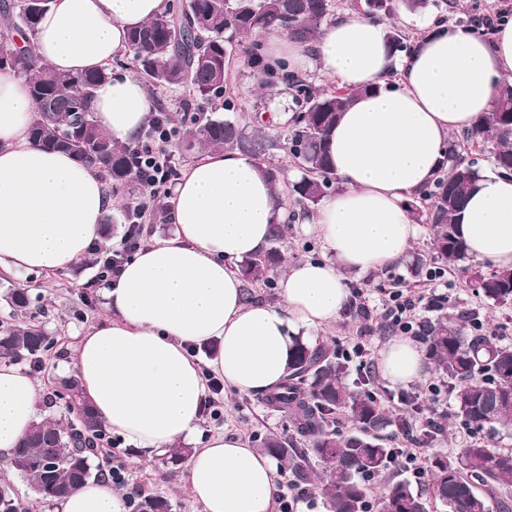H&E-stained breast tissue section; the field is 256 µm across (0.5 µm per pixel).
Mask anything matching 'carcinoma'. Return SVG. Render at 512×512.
Masks as SVG:
<instances>
[{"label": "carcinoma", "mask_w": 512, "mask_h": 512, "mask_svg": "<svg viewBox=\"0 0 512 512\" xmlns=\"http://www.w3.org/2000/svg\"><path fill=\"white\" fill-rule=\"evenodd\" d=\"M50 2L19 0L16 12L3 5L0 72L10 71L28 81L36 104L32 141L91 165L111 191L118 192L128 187L140 160L132 145L119 143L98 128L90 107L94 89L112 77L113 67L62 73L36 58L33 43L38 22ZM428 5L429 0H184L178 10L169 0L163 15L128 32L127 50L116 65L129 64L152 90L190 88L192 99L183 102L180 125H174L161 108L152 116L148 132L158 127L167 130L179 141L181 156L196 149H223L258 160L279 191L280 204L294 218L296 208H313L334 186L325 134L354 93L271 68L260 37L283 33L310 45L341 8L387 20L400 7L418 12ZM456 22L482 31L489 39L498 19L475 14ZM388 39L395 51H411L410 39L402 31H389ZM239 50L261 86L275 88L292 101V111L268 120L274 130L271 135L238 117L218 115L222 110L238 111L225 75L230 55ZM489 143L492 167L511 172L509 82L502 85L496 105L474 128L451 138L438 177L418 202L409 204L414 220L431 226L434 260L453 265L471 260L452 219L476 187L477 157ZM274 149L288 150L297 161L298 179H281L279 168L265 160ZM145 209L157 214L165 205L155 196L130 202L122 213L124 238L139 234L129 218ZM289 228L288 222L270 225L268 245L238 264L246 299H251L253 289L269 285L283 267ZM470 288L484 300L512 304V270L476 274ZM3 297L11 320H0V362L25 361L37 372L53 341L40 325L30 322L28 289L8 286ZM431 312L419 323L417 334L429 359L447 379L451 417L472 437L450 456L429 458L427 489L416 491L409 481L389 473L399 449L388 441L402 435L425 443L437 438L444 426L439 421L419 424L422 408L417 396L406 399L411 412L390 411L386 395L370 373L350 378L348 358L338 348L296 337L288 378L264 396L268 407L288 414L292 433H269L262 437L260 448L279 461L291 484H316L330 512H367L373 480L380 477L385 486L378 499L379 512H432L437 501L448 512H512V449L492 448L479 437L486 428L512 430V343L481 333L482 325L473 312L450 314L443 304ZM346 313L365 321L370 332H388L383 324H369L371 317L358 303H350ZM56 398L69 409L77 408L80 416L63 423L51 414L40 415L8 460V467L31 488L50 484L59 490L43 499L45 503L66 497L93 474H103L93 458L97 442L108 438L103 422L83 402L76 375L58 382L48 401ZM127 504L131 512H172L171 500L163 493H141ZM0 512H26L8 482H0Z\"/></svg>", "instance_id": "carcinoma-1"}]
</instances>
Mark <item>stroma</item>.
Here are the masks:
<instances>
[{
    "label": "stroma",
    "mask_w": 512,
    "mask_h": 512,
    "mask_svg": "<svg viewBox=\"0 0 512 512\" xmlns=\"http://www.w3.org/2000/svg\"><path fill=\"white\" fill-rule=\"evenodd\" d=\"M98 261L80 262L53 272H23L15 276V284L30 288L33 304L42 310L41 322L54 345L47 354L44 367L35 378L43 396H50L57 377L73 368L74 350L79 336L100 324L106 317L104 283L96 282ZM467 274L445 271L434 278L424 273L412 276L409 262L361 277H352L351 289L361 292L369 307L379 306L392 292L420 294L428 289L446 294L449 311L469 309L476 312L486 334L512 342V305L499 306L476 297L467 286ZM288 420L284 414L264 404L261 397L244 394H221L210 413L204 414L203 432L222 430L237 435L250 447L271 431L284 432ZM97 462L112 461L123 467V486L131 492H162L173 504V512H203L194 502L185 481L183 467H166L160 460L139 461L132 447L120 437L101 447Z\"/></svg>",
    "instance_id": "1"
}]
</instances>
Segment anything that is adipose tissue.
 Returning <instances> with one entry per match:
<instances>
[{
  "instance_id": "adipose-tissue-1",
  "label": "adipose tissue",
  "mask_w": 512,
  "mask_h": 512,
  "mask_svg": "<svg viewBox=\"0 0 512 512\" xmlns=\"http://www.w3.org/2000/svg\"><path fill=\"white\" fill-rule=\"evenodd\" d=\"M167 0H52L33 52L60 72H84L125 51L129 30L161 16ZM269 64L333 79L354 98L325 139L338 188L300 222L325 246L279 277L281 304L248 303L238 265L282 220L278 191L256 160L205 150L174 190L173 238L129 258L105 293L107 319L82 336L74 369L88 405L108 431L144 460L190 446L184 467L203 512H275L278 467L241 438L200 439L206 374L228 391L265 394L288 375L294 337L335 324L347 306L349 274L403 262L423 228L408 204L436 177L452 133L475 126L512 76V17L491 39L432 25L410 53L393 52L384 22L346 14L315 43L265 39ZM91 109L102 131L133 142L151 117L148 90L123 74L100 84ZM27 82L0 72V272L63 269L102 242L112 197L97 171L69 153L35 145ZM470 256L512 269V173H480L455 217ZM215 341L208 365L191 353ZM424 354L400 338L379 353L392 384L421 379ZM41 389L16 364H0V457H10L40 414ZM126 493L92 478L56 512H127Z\"/></svg>"
}]
</instances>
